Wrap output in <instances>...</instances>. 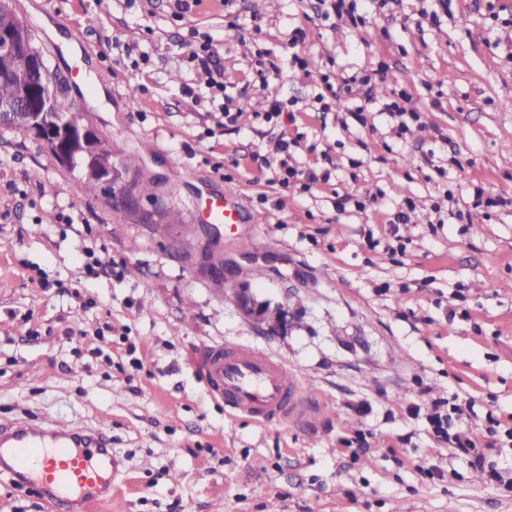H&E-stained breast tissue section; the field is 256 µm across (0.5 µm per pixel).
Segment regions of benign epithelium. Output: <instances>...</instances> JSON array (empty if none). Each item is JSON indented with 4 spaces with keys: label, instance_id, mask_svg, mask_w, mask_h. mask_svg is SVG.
Wrapping results in <instances>:
<instances>
[{
    "label": "benign epithelium",
    "instance_id": "obj_1",
    "mask_svg": "<svg viewBox=\"0 0 512 512\" xmlns=\"http://www.w3.org/2000/svg\"><path fill=\"white\" fill-rule=\"evenodd\" d=\"M0 8L12 13L13 24L0 30V75L12 78L19 85L16 101L0 105V124L18 126L40 140L65 168H78L82 175L105 186L122 189L112 205L123 210L141 208L139 194L123 182V167L109 153L108 142L91 124L73 126L57 111V86L42 80L49 72L41 54L34 47L29 29L15 13L11 0H0ZM30 58V72L14 75L8 66L16 51ZM235 303L241 314L263 332L271 335L288 331L294 315L288 306L260 300L246 283L233 288Z\"/></svg>",
    "mask_w": 512,
    "mask_h": 512
}]
</instances>
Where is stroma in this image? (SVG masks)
<instances>
[{
    "mask_svg": "<svg viewBox=\"0 0 512 512\" xmlns=\"http://www.w3.org/2000/svg\"><path fill=\"white\" fill-rule=\"evenodd\" d=\"M13 7L69 79L59 106L138 156L126 178H160L163 209L116 217L0 127V419L107 427L125 474L97 512H512V59L494 45L512 0H359V29L321 0ZM206 41L220 90L189 58ZM365 73L359 120L346 82ZM402 96L420 118L400 137ZM274 98L291 108L264 121ZM282 160L317 182L282 186ZM229 188L244 222L222 230L219 282L203 221ZM238 280L287 304V334L239 314ZM224 340L286 360L320 418L229 416L193 362ZM456 398L502 482L434 435Z\"/></svg>",
    "mask_w": 512,
    "mask_h": 512,
    "instance_id": "1",
    "label": "stroma"
}]
</instances>
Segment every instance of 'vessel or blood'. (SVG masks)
Masks as SVG:
<instances>
[{
    "label": "vessel or blood",
    "mask_w": 512,
    "mask_h": 512,
    "mask_svg": "<svg viewBox=\"0 0 512 512\" xmlns=\"http://www.w3.org/2000/svg\"><path fill=\"white\" fill-rule=\"evenodd\" d=\"M208 218L214 224L238 225L235 204L216 200ZM196 364L211 396L225 410L257 423H310L323 403L286 361L258 349L227 343L199 352ZM119 460L105 429L89 432L56 423L41 426L17 420L0 421V474L19 486H34L48 498L50 512H91L112 499V479Z\"/></svg>",
    "instance_id": "obj_1"
}]
</instances>
